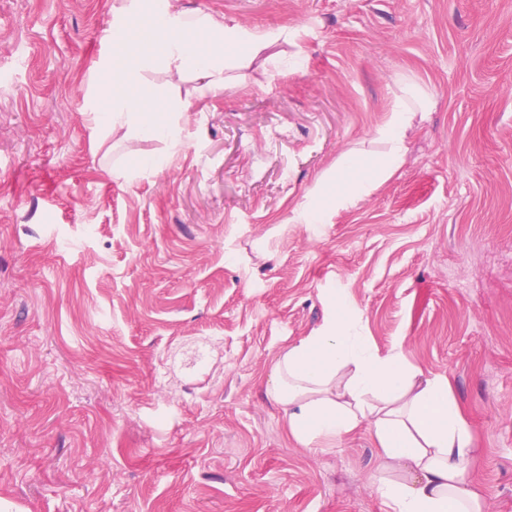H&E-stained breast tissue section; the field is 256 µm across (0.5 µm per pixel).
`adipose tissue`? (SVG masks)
I'll return each mask as SVG.
<instances>
[{
    "label": "adipose tissue",
    "instance_id": "ef3b65f1",
    "mask_svg": "<svg viewBox=\"0 0 512 512\" xmlns=\"http://www.w3.org/2000/svg\"><path fill=\"white\" fill-rule=\"evenodd\" d=\"M112 54L92 70L98 140L123 132L128 139L181 142L176 117L192 100L222 94L231 70L251 64L277 43L279 34L220 23L201 9L173 7L171 0H125L106 32ZM192 82L190 95L181 86ZM421 109L431 100L409 86ZM408 96H396L379 131L388 153H351L322 177L300 211L309 224L389 179L402 162L412 119ZM328 314L310 336L285 348L273 364L265 394L283 411L298 444L346 435L368 424L380 460L372 488L389 512H483L472 488L473 433L444 377H423L400 348L380 353L361 321L336 290Z\"/></svg>",
    "mask_w": 512,
    "mask_h": 512
}]
</instances>
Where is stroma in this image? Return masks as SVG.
<instances>
[{
	"mask_svg": "<svg viewBox=\"0 0 512 512\" xmlns=\"http://www.w3.org/2000/svg\"><path fill=\"white\" fill-rule=\"evenodd\" d=\"M283 30L177 117L82 110L122 0H0V512H386L367 426L300 446L264 385L336 288L447 376L473 485L512 512V0H173ZM418 83L397 173L298 214ZM167 158L126 175L123 158Z\"/></svg>",
	"mask_w": 512,
	"mask_h": 512,
	"instance_id": "1",
	"label": "stroma"
}]
</instances>
